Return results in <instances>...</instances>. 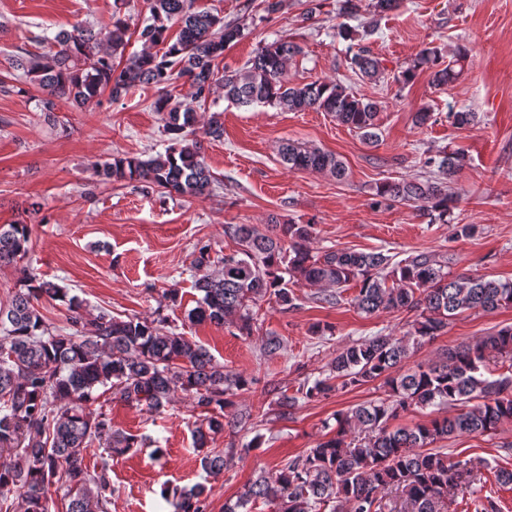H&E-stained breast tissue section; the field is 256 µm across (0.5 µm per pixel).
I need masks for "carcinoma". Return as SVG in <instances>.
Returning <instances> with one entry per match:
<instances>
[{
  "label": "carcinoma",
  "mask_w": 512,
  "mask_h": 512,
  "mask_svg": "<svg viewBox=\"0 0 512 512\" xmlns=\"http://www.w3.org/2000/svg\"><path fill=\"white\" fill-rule=\"evenodd\" d=\"M149 17L130 31L117 18L104 31L78 24L44 41V53L15 57L12 67L25 83L41 93L38 106L47 116L64 101L82 109L104 92L118 100L135 87L157 90L153 102L162 115L164 130L174 144L142 160L114 156L95 165L105 182H137L182 197L209 195L220 185L200 154L195 139L197 109L205 105L213 85L221 82L224 99L238 106L267 104L288 112H326L358 131L364 140L378 141L377 101L357 96L338 82L315 81L294 85L284 78L288 61L301 48L280 38L259 48L244 67L219 74L224 50L243 36L244 28L226 23L208 10L193 8V0H146ZM179 25L171 37L172 25ZM142 50L127 56L121 70L114 59L124 55L131 38ZM356 73L376 80L384 73L381 62L364 49L350 58ZM419 63L432 69L437 86L453 83L459 72L453 65L438 67L437 51L425 49ZM188 82L184 101H173L169 91L177 80ZM279 154L290 169L327 171L346 177L336 155L309 149L291 140ZM464 153H439L425 166L452 175ZM379 201L417 203L433 220H446L454 202L446 182L436 177L422 181H391L376 186ZM227 233L237 249L212 268L208 246L194 260V288L201 293L188 312L195 323L217 326L235 317L249 332L259 302L273 298L295 307L293 287H341L360 282L355 306L365 314L415 310L418 318L406 335L372 336L354 343L332 360L326 377L302 385L297 394L272 389L282 418H288L301 399L324 397L377 380L389 395L350 412L336 414V427L313 448L289 460L271 476L246 485L224 512H247L258 499L278 502L279 512H448V490L481 484L492 470L484 459H448L433 444L452 437L490 435L512 421V326L472 345L448 350L445 361L420 363L403 369L417 346L433 339L448 320L466 311L492 312L512 305V282L470 273L448 276L444 266L424 254L397 264L381 251L345 249L312 254L315 225L292 224L276 216L265 224H231ZM26 224L0 225V266L18 263L27 252ZM21 288L0 305V494L17 495L19 512H50V489L64 487L66 512H110L112 487L108 462L92 470L84 463L94 442H103L109 457L124 456L142 447L138 436L112 429L111 419L92 409L93 390L109 387L113 398L145 405L159 412L178 392L192 396L199 425L193 447L203 469L224 471L238 454L234 444L213 448L214 436L242 421L224 422V408L256 383L214 362L209 350L175 331L164 319L152 321L90 316L78 302L69 303L68 329L51 328L38 306L43 298L56 299L63 289L37 277L27 266L19 268ZM508 363L498 378L480 372L487 360ZM461 407L454 416L434 418L412 427L392 421L414 408ZM365 433L359 444L349 440L354 431ZM400 493V506L386 501V492ZM206 488L173 487L175 512H206Z\"/></svg>",
  "instance_id": "carcinoma-1"
}]
</instances>
